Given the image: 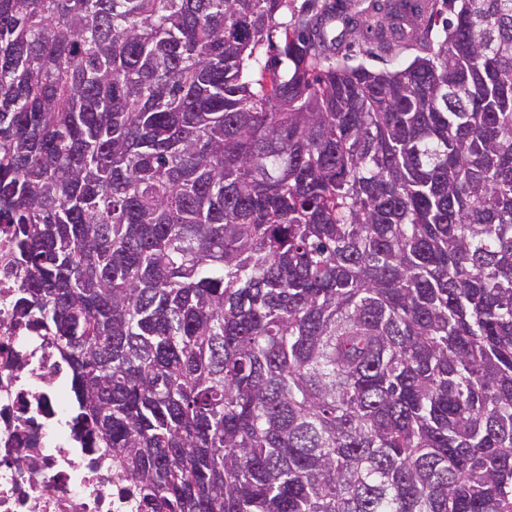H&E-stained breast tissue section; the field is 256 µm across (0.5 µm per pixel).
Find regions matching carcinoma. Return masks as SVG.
I'll list each match as a JSON object with an SVG mask.
<instances>
[{
	"label": "carcinoma",
	"instance_id": "carcinoma-1",
	"mask_svg": "<svg viewBox=\"0 0 512 512\" xmlns=\"http://www.w3.org/2000/svg\"><path fill=\"white\" fill-rule=\"evenodd\" d=\"M0 224L141 512H512V0H0ZM365 49H367V45L363 40L353 41V39H351V37L348 35L339 46V49L336 50V54H339V58L346 53L355 56L357 61H361L363 59L366 65L376 70L394 69L396 67V63L400 65L406 64L413 57L411 50L402 49L401 52L397 55L396 60L391 57H386L384 60H379L376 58L367 57L363 51Z\"/></svg>",
	"mask_w": 512,
	"mask_h": 512
}]
</instances>
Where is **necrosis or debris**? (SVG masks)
Wrapping results in <instances>:
<instances>
[{"instance_id":"4bbe7bcc","label":"necrosis or debris","mask_w":512,"mask_h":512,"mask_svg":"<svg viewBox=\"0 0 512 512\" xmlns=\"http://www.w3.org/2000/svg\"><path fill=\"white\" fill-rule=\"evenodd\" d=\"M0 225V512H137L95 448L77 441L67 374L14 303L19 269L3 259Z\"/></svg>"}]
</instances>
